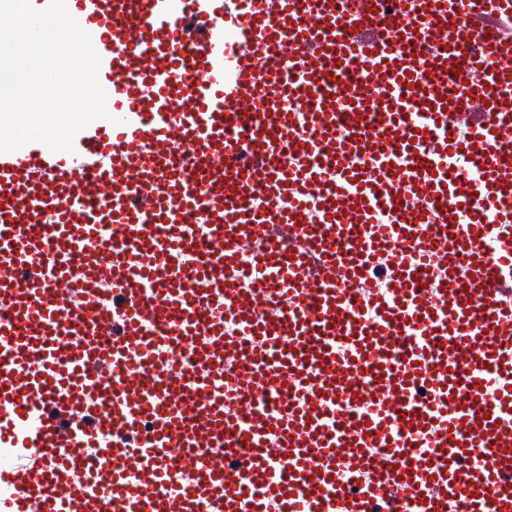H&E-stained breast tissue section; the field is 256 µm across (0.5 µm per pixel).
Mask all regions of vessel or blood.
<instances>
[{"label":"vessel or blood","instance_id":"obj_1","mask_svg":"<svg viewBox=\"0 0 512 512\" xmlns=\"http://www.w3.org/2000/svg\"><path fill=\"white\" fill-rule=\"evenodd\" d=\"M66 6L109 116L0 153V512H512V0Z\"/></svg>","mask_w":512,"mask_h":512}]
</instances>
